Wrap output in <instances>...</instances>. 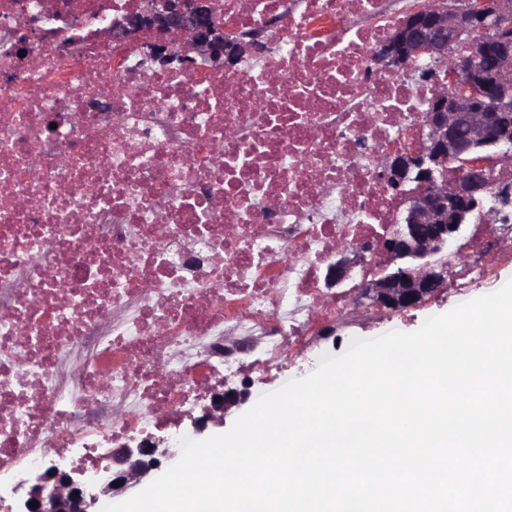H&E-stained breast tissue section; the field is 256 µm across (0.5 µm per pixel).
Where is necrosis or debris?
<instances>
[{"mask_svg": "<svg viewBox=\"0 0 512 512\" xmlns=\"http://www.w3.org/2000/svg\"><path fill=\"white\" fill-rule=\"evenodd\" d=\"M420 0H215L231 67L145 69L116 42L142 0H0V476L177 423L353 311L327 291L339 244L404 205L378 157L416 145L446 90L380 51ZM456 292L512 258L476 216Z\"/></svg>", "mask_w": 512, "mask_h": 512, "instance_id": "4bbe7bcc", "label": "necrosis or debris"}]
</instances>
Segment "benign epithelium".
Segmentation results:
<instances>
[{"label": "benign epithelium", "instance_id": "benign-epithelium-1", "mask_svg": "<svg viewBox=\"0 0 512 512\" xmlns=\"http://www.w3.org/2000/svg\"><path fill=\"white\" fill-rule=\"evenodd\" d=\"M512 18V0H467L463 5L435 3L410 15L395 29L382 58L403 67L422 54L449 65L465 86L440 93L430 103L415 152L389 150L380 156L383 182L406 201L396 228L378 239L380 273L361 285L371 304L389 310L416 307L448 281L450 251L475 210L492 191L486 158L472 157L459 176L448 180V163L467 153L488 151L494 162L512 160V34L501 22ZM499 28L492 43L483 33ZM153 35L146 57L166 67L174 62L197 69L208 64H233L245 45L228 37L213 0H147L139 12L112 25L110 38L136 42ZM495 63L488 68L487 56ZM369 247L348 245L324 277V287L341 288L357 278ZM212 402L196 428L203 429L214 413L245 399L228 388ZM159 441L143 439L112 450V464L90 475L82 469L50 468L36 474L14 512H89L99 495L116 490L159 466ZM38 506H30V502Z\"/></svg>", "mask_w": 512, "mask_h": 512}]
</instances>
